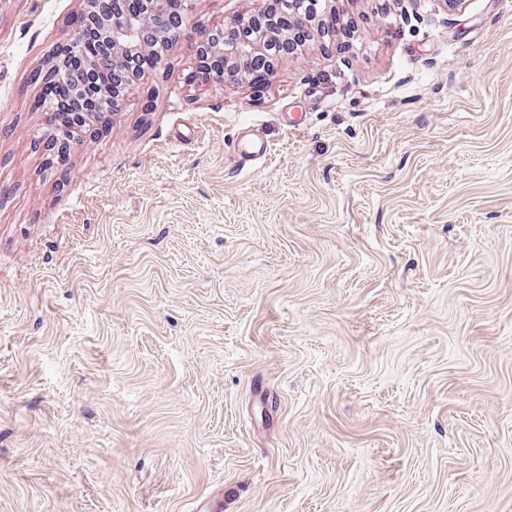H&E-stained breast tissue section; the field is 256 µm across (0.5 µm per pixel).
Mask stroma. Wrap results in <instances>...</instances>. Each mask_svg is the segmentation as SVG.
<instances>
[{"instance_id":"stroma-1","label":"stroma","mask_w":512,"mask_h":512,"mask_svg":"<svg viewBox=\"0 0 512 512\" xmlns=\"http://www.w3.org/2000/svg\"><path fill=\"white\" fill-rule=\"evenodd\" d=\"M263 4L191 0L60 169L85 0H0V512H512V0H335L348 47L195 80ZM44 114L46 115V128L40 134L36 144L43 151L48 152V154L63 153L72 134L50 126V112H45ZM234 150L239 167L241 169L250 168L265 159L269 152V142L256 134H239Z\"/></svg>"}]
</instances>
